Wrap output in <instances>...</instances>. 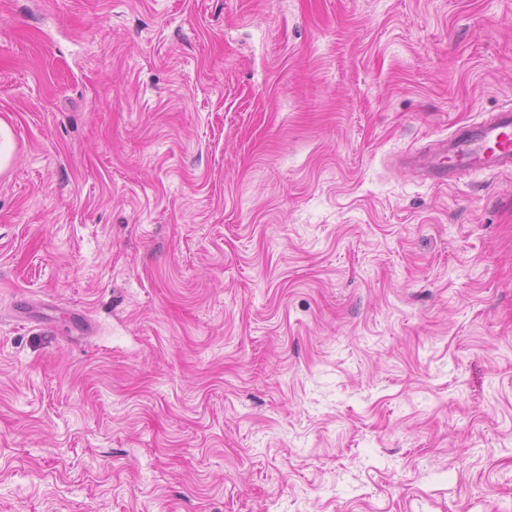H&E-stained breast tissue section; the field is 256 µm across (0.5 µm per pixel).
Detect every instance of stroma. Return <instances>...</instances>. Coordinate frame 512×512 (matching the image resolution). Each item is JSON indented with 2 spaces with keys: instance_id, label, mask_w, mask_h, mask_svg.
<instances>
[{
  "instance_id": "obj_1",
  "label": "stroma",
  "mask_w": 512,
  "mask_h": 512,
  "mask_svg": "<svg viewBox=\"0 0 512 512\" xmlns=\"http://www.w3.org/2000/svg\"><path fill=\"white\" fill-rule=\"evenodd\" d=\"M512 0H0V512H512ZM425 181L448 185L463 173L512 170V107L453 130L424 149L399 158Z\"/></svg>"
}]
</instances>
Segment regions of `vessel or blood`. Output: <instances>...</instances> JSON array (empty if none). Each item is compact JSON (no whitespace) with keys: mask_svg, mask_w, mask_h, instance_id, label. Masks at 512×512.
<instances>
[{"mask_svg":"<svg viewBox=\"0 0 512 512\" xmlns=\"http://www.w3.org/2000/svg\"><path fill=\"white\" fill-rule=\"evenodd\" d=\"M399 162L423 180L442 185L469 171L512 170V107L457 128L424 149L406 152Z\"/></svg>","mask_w":512,"mask_h":512,"instance_id":"b4317fda","label":"vessel or blood"}]
</instances>
